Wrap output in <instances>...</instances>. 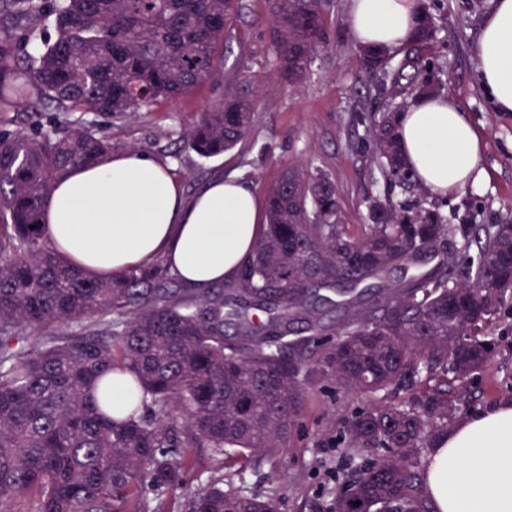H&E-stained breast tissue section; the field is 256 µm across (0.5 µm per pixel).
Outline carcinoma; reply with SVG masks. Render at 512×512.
Returning <instances> with one entry per match:
<instances>
[{"label":"carcinoma","instance_id":"cac0c4a2","mask_svg":"<svg viewBox=\"0 0 512 512\" xmlns=\"http://www.w3.org/2000/svg\"><path fill=\"white\" fill-rule=\"evenodd\" d=\"M270 5V49L297 84L325 40L322 0ZM240 9L0 0V112L64 114L47 131L39 116L15 129L0 117V512H164L160 496L219 457L233 475L186 495L179 512H279L276 494L235 480L254 459L296 446L308 391L325 382L365 403L337 441L358 466L327 512H435L422 494L425 460L471 407L463 381L498 352L485 327L512 312L511 213L477 224L468 205L445 216L371 195L369 223L353 228L338 220L329 174L293 167L269 189L266 229L240 272L195 296L140 268L91 278L44 239L53 184L116 148L86 116L119 119L222 82L183 148L210 159L249 136L253 78L225 80L219 63ZM432 23L422 6L418 54L397 68L385 50L361 54L391 96L434 86L421 55ZM408 67L418 79L405 84ZM396 115H371L366 136L384 180L416 187ZM428 256L432 268L411 267ZM393 269L399 280H385ZM55 324L78 329L33 334ZM114 371L129 376L116 406Z\"/></svg>","mask_w":512,"mask_h":512}]
</instances>
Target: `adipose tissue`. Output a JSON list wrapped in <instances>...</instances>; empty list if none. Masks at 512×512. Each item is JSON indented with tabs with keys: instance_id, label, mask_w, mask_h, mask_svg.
<instances>
[{
	"instance_id": "1",
	"label": "adipose tissue",
	"mask_w": 512,
	"mask_h": 512,
	"mask_svg": "<svg viewBox=\"0 0 512 512\" xmlns=\"http://www.w3.org/2000/svg\"><path fill=\"white\" fill-rule=\"evenodd\" d=\"M359 48H401L419 21V0H347ZM495 111L512 113V0H492L474 44ZM406 166L431 194L481 184L482 139L452 97L429 96L398 117ZM263 205L240 175L212 179L185 198L169 167L122 152L74 167L42 212L53 251L99 278L162 262L194 292L236 276L261 234ZM424 493L435 512H512V403L461 418L429 452Z\"/></svg>"
}]
</instances>
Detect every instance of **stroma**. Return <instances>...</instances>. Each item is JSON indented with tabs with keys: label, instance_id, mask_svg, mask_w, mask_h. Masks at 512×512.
I'll list each match as a JSON object with an SVG mask.
<instances>
[{
	"label": "stroma",
	"instance_id": "35a3bbf8",
	"mask_svg": "<svg viewBox=\"0 0 512 512\" xmlns=\"http://www.w3.org/2000/svg\"><path fill=\"white\" fill-rule=\"evenodd\" d=\"M242 8L227 24L224 71L254 76L256 121L247 139L219 157L204 160L184 150L181 138L223 93L208 83L192 94L157 103L136 116L109 121L97 117L120 151L138 148L168 164L186 197H193L213 177L236 170L259 195H266L281 172L291 166L324 169L340 192L341 219L356 225L367 221L363 198L384 191L372 158L361 115L385 111L392 100L364 73L360 50L347 19V0H323L326 43L306 79L291 85L279 78L269 48L267 0H241ZM490 0H434L435 34L424 57L435 64L441 93L457 98L479 129L484 151L481 164L487 178L476 188L453 197L417 196L399 188L389 190L398 203L422 201L450 211L471 203L480 224H496L512 212V116L495 112L476 72L473 45L479 16ZM499 355L469 383L474 412L512 401V316L494 330ZM360 399L319 388L310 393L301 419V442L273 461L251 465L245 485L253 491L279 490L281 512H321L336 484L346 476L343 449L333 440L340 421Z\"/></svg>",
	"mask_w": 512,
	"mask_h": 512
}]
</instances>
